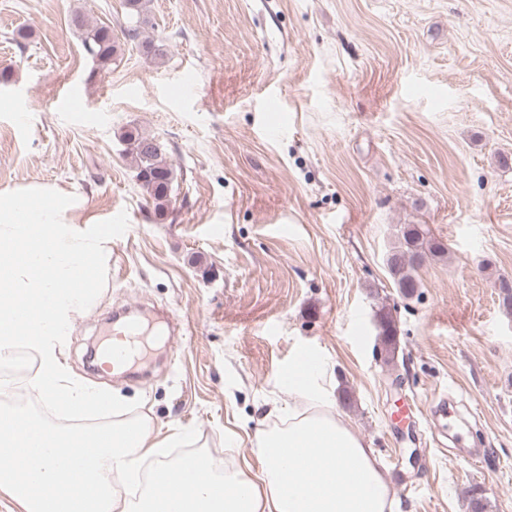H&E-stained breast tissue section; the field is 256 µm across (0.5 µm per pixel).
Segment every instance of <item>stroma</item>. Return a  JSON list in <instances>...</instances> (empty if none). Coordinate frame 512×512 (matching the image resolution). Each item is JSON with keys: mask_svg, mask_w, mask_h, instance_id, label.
I'll use <instances>...</instances> for the list:
<instances>
[{"mask_svg": "<svg viewBox=\"0 0 512 512\" xmlns=\"http://www.w3.org/2000/svg\"><path fill=\"white\" fill-rule=\"evenodd\" d=\"M76 14L110 27L112 64L85 55ZM148 17L152 60L124 38V0H0V191L129 219L66 340L72 372L139 400L158 437L179 435L171 457L251 477L272 408L305 406L283 381L312 351L393 512H512V0H150ZM133 129L167 147L164 209L136 179ZM409 224L446 252L406 297L386 258ZM121 306L180 330L105 374L90 351Z\"/></svg>", "mask_w": 512, "mask_h": 512, "instance_id": "1", "label": "stroma"}]
</instances>
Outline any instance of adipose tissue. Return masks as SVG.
<instances>
[{
    "instance_id": "obj_1",
    "label": "adipose tissue",
    "mask_w": 512,
    "mask_h": 512,
    "mask_svg": "<svg viewBox=\"0 0 512 512\" xmlns=\"http://www.w3.org/2000/svg\"><path fill=\"white\" fill-rule=\"evenodd\" d=\"M325 372L321 366L307 381L289 380V393L308 408H274L278 425L251 441L259 464L253 479L206 455L192 465H159L170 442L154 438L145 419L56 430L24 412L0 411V494L22 512H386L389 481L371 450L335 417L333 394L318 381ZM72 448L81 451L79 463L59 467L57 455ZM146 460L158 467L134 504L108 472L132 478Z\"/></svg>"
}]
</instances>
